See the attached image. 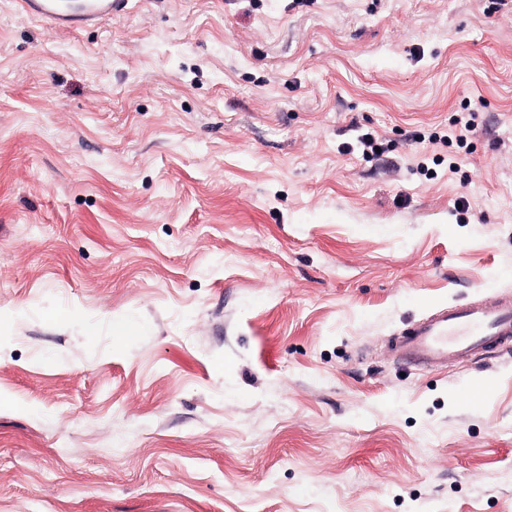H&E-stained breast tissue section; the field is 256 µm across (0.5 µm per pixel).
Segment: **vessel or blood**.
Segmentation results:
<instances>
[{
  "label": "vessel or blood",
  "instance_id": "1",
  "mask_svg": "<svg viewBox=\"0 0 512 512\" xmlns=\"http://www.w3.org/2000/svg\"><path fill=\"white\" fill-rule=\"evenodd\" d=\"M123 0H80L72 9L59 0H20L29 16L53 29H78L111 18ZM512 351V297L492 305L453 304L414 322L394 344L397 359L413 366H445Z\"/></svg>",
  "mask_w": 512,
  "mask_h": 512
}]
</instances>
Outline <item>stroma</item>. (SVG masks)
Listing matches in <instances>:
<instances>
[{"instance_id":"stroma-1","label":"stroma","mask_w":512,"mask_h":512,"mask_svg":"<svg viewBox=\"0 0 512 512\" xmlns=\"http://www.w3.org/2000/svg\"><path fill=\"white\" fill-rule=\"evenodd\" d=\"M505 291L512 0H0V512H512ZM123 1L83 0L73 9H65L58 0H21L19 5L25 14L47 22L54 30H63L112 19ZM512 347V297L493 305L453 304L414 322L394 344L397 359L413 366H448Z\"/></svg>"}]
</instances>
